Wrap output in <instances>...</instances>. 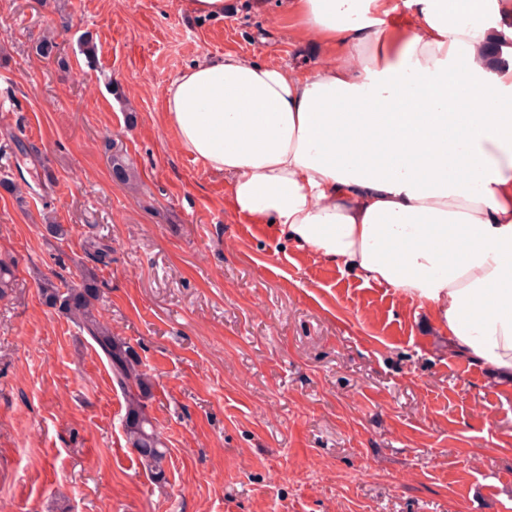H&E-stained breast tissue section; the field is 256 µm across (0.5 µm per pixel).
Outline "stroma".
Returning <instances> with one entry per match:
<instances>
[{
    "label": "stroma",
    "instance_id": "obj_1",
    "mask_svg": "<svg viewBox=\"0 0 512 512\" xmlns=\"http://www.w3.org/2000/svg\"><path fill=\"white\" fill-rule=\"evenodd\" d=\"M47 35L66 67L36 56ZM224 53L304 75L358 62L288 0L218 19L190 0H0V177L18 186L0 188V258L19 280L0 299V512H512V382L393 288L240 216L230 175L180 149L163 89ZM91 234L112 246L105 317L153 384L162 483L106 360L38 293L79 280Z\"/></svg>",
    "mask_w": 512,
    "mask_h": 512
}]
</instances>
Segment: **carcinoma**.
Returning <instances> with one entry per match:
<instances>
[{"instance_id":"carcinoma-1","label":"carcinoma","mask_w":512,"mask_h":512,"mask_svg":"<svg viewBox=\"0 0 512 512\" xmlns=\"http://www.w3.org/2000/svg\"><path fill=\"white\" fill-rule=\"evenodd\" d=\"M38 57L57 59L58 65L66 66L60 57V45L53 37H45L35 46ZM86 258L94 264L106 266L112 262V246L103 238L88 236L83 242ZM44 303L58 309L81 333L87 335L97 353L104 357L113 386L126 400L123 429L128 443L146 463L153 478L165 479L162 463L168 448L163 444L148 413L147 401L152 396V383L132 346L112 335V328L101 313V289L96 275L87 269L78 284L67 281L54 282L46 278L39 284Z\"/></svg>"}]
</instances>
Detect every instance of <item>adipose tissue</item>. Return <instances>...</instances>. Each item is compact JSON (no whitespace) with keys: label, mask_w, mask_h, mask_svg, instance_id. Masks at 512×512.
Returning a JSON list of instances; mask_svg holds the SVG:
<instances>
[{"label":"adipose tissue","mask_w":512,"mask_h":512,"mask_svg":"<svg viewBox=\"0 0 512 512\" xmlns=\"http://www.w3.org/2000/svg\"><path fill=\"white\" fill-rule=\"evenodd\" d=\"M292 0L354 67L301 76L207 56L164 112L185 153L232 177L248 221L427 308L457 353L512 380V62L479 63L512 0ZM423 111H415L414 100Z\"/></svg>","instance_id":"1"}]
</instances>
